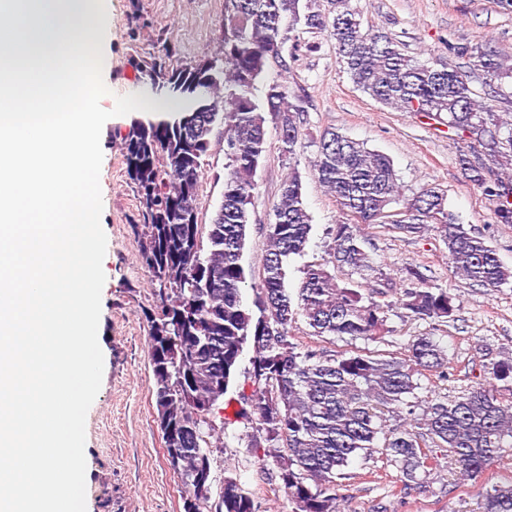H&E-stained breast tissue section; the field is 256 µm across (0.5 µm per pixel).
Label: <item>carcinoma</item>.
Segmentation results:
<instances>
[{
    "instance_id": "1",
    "label": "carcinoma",
    "mask_w": 512,
    "mask_h": 512,
    "mask_svg": "<svg viewBox=\"0 0 512 512\" xmlns=\"http://www.w3.org/2000/svg\"><path fill=\"white\" fill-rule=\"evenodd\" d=\"M285 21L327 33L352 83L379 104L446 126L463 175L491 204L495 223L512 224V119L490 106L507 98L512 55L465 45L454 49L458 63H418L392 33L363 29L350 0H328L324 11L314 0H224L220 52L170 68L163 60L167 48L159 50L144 64L142 80L154 96L180 107L132 118L122 140L143 215L139 260L155 285L147 322L156 419L167 464L187 489L182 500L196 501L195 512H259L230 476L209 510L211 486L196 480L218 434L214 411L248 344L252 371L247 389L239 392L245 405L234 417L263 435L251 452L272 459L295 512H341L338 487L360 455L380 452L401 473L405 490L424 484L444 463L460 482L512 457V401L500 397L501 388L512 390L511 358L491 363V382L430 401L418 425L390 429L391 413L414 408L424 372L448 378L445 351L433 337H416L403 357L329 354L296 340L299 315L313 336L375 340L395 304L421 320L441 322L453 317L456 301L448 289L429 285L413 265L406 271L415 287L401 293L382 274L367 288L352 280L341 283L326 263L303 266L297 296L288 291V269L304 254L312 229L298 170L305 110L285 83L258 94L271 62L288 70L280 58ZM476 77L487 88L486 100L473 97L470 83ZM268 114L278 120V150L288 160V174L272 205L276 222L263 225L266 250L250 310L241 301L242 256L257 199L256 171L271 150ZM216 132L227 160L223 200L211 222L201 224L200 175ZM312 165L356 223L384 224L393 216L391 227L409 236L430 227L456 274L491 291L512 285V267L464 228L448 210L444 192L425 188L403 216L392 211L401 192L386 155L329 128ZM332 235L331 263L361 276L377 272L352 225L338 224ZM484 512H512L511 482L485 489Z\"/></svg>"
}]
</instances>
